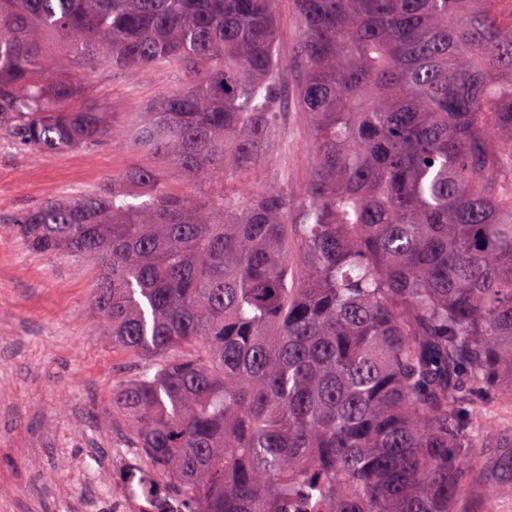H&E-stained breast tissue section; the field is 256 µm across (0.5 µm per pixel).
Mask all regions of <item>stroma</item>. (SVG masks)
<instances>
[{"label": "stroma", "instance_id": "1", "mask_svg": "<svg viewBox=\"0 0 512 512\" xmlns=\"http://www.w3.org/2000/svg\"><path fill=\"white\" fill-rule=\"evenodd\" d=\"M278 50L286 87L297 82L292 63L298 20L292 0H278ZM177 84L174 72L154 67L130 75L105 65L85 81V101L104 103L119 123ZM311 133L302 112L285 104L279 139L267 171L287 168L294 186L309 175ZM143 154L126 145L96 151L32 153L0 130V512H95L122 485V471L151 465L143 453L120 457L134 445L128 426L102 418L116 381L136 364L101 336L89 304L98 275L87 263L30 252L13 233L17 212L46 200L77 196L132 165ZM489 446L471 498L472 512H512V487L487 498V472L496 470L512 439V403L482 410ZM85 461L83 482H73L69 456Z\"/></svg>", "mask_w": 512, "mask_h": 512}]
</instances>
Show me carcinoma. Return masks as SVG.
<instances>
[{
	"instance_id": "1",
	"label": "carcinoma",
	"mask_w": 512,
	"mask_h": 512,
	"mask_svg": "<svg viewBox=\"0 0 512 512\" xmlns=\"http://www.w3.org/2000/svg\"><path fill=\"white\" fill-rule=\"evenodd\" d=\"M511 1L294 0L297 190L242 179L288 98L276 0H0V129L153 160L11 224L97 268L138 363L112 418L187 512H471L475 409L512 400ZM106 62L179 85L118 124L77 107Z\"/></svg>"
}]
</instances>
